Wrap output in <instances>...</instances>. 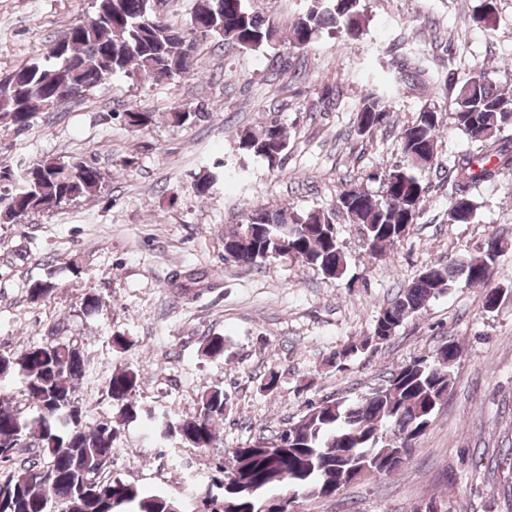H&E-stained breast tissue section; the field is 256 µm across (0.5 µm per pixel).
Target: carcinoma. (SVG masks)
Returning a JSON list of instances; mask_svg holds the SVG:
<instances>
[{
    "mask_svg": "<svg viewBox=\"0 0 512 512\" xmlns=\"http://www.w3.org/2000/svg\"><path fill=\"white\" fill-rule=\"evenodd\" d=\"M307 13L289 27L292 48L307 46L321 28L348 38L365 30L368 17L361 0H311ZM496 0H483L473 22L486 30L499 23ZM94 15L68 28L64 38L47 48L44 58L31 59L0 77V117L24 131L38 112L83 96L118 73L148 83H164L194 74L196 41L164 23L149 0H95ZM192 31L211 36L241 50L258 52L281 37L270 16L247 6V0H195ZM454 126L476 146L457 156L448 183V222L470 224L476 217V192L512 175V92L499 88L482 73L460 81L451 109ZM171 119L190 125L210 116L201 107L176 106ZM391 120L387 101L374 93L359 103L354 131L370 133ZM442 113L423 107L399 136L402 160L370 173L379 183L372 194L357 185L343 189L338 211L366 236L369 256L378 258L396 245L417 223L427 197L426 180L436 166ZM288 148V136L272 118L258 129L244 131L239 149L277 168ZM17 183L0 193V218L11 220L55 209L96 192L103 172L93 161L46 159L15 172L0 168V181ZM224 162L194 175L193 190L201 197L224 180ZM509 243L495 234L484 239L465 259L433 264L399 288L382 306L372 334L336 353L345 361L374 343L382 325L395 336L401 325L453 284L486 286ZM224 260L257 265L278 254L318 270L328 279H341L347 258L336 225L322 211L281 208L254 210L224 233ZM52 340L36 343L18 354L0 356V376L14 370L24 376L25 406L0 400V512H187L183 499L149 493L106 474L114 461L112 423L90 425L76 392L86 375L78 343L57 332ZM201 353L224 355V337L206 336ZM461 352L443 342L428 357H417L390 371L385 384L356 400L324 399L315 409L286 425L288 445H277L280 432L260 434L233 450L228 462L213 463L211 483L194 490L214 507L210 512H261L277 494H306L323 498L343 484L371 474L395 475L404 464L398 455L415 445L434 421L441 400L453 386V368ZM140 374L130 368L112 373L107 388L119 406V420L142 415L132 402ZM228 397L221 388L199 395L195 416L173 423L158 422L161 439L176 436L187 447L211 448L217 426L224 422Z\"/></svg>",
    "mask_w": 512,
    "mask_h": 512,
    "instance_id": "1",
    "label": "carcinoma"
}]
</instances>
